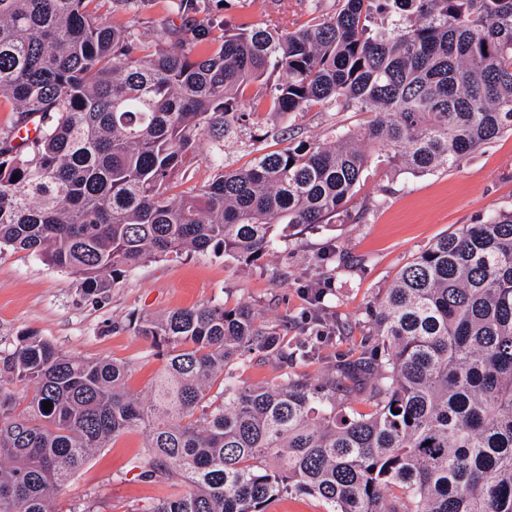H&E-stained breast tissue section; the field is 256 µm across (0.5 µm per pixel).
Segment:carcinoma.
Returning <instances> with one entry per match:
<instances>
[{
  "instance_id": "cac0c4a2",
  "label": "carcinoma",
  "mask_w": 512,
  "mask_h": 512,
  "mask_svg": "<svg viewBox=\"0 0 512 512\" xmlns=\"http://www.w3.org/2000/svg\"><path fill=\"white\" fill-rule=\"evenodd\" d=\"M90 2L0 0V98L19 114L0 136V247L89 295L172 254L261 259L291 230L336 221L376 151L424 173L512 130V0H338L332 14L312 0L294 30L226 23L215 37L200 20L154 42ZM252 85L267 86L271 116L321 105L369 119L226 170ZM202 140L218 173L174 192ZM371 317L368 355L316 383L251 386L238 361L311 352L250 306L142 317L164 358L146 398L125 364L34 334L0 347V512H55L95 450L137 428L145 476L171 489L149 512H267L292 492L327 512H512V210L437 239ZM358 386L368 413L340 399Z\"/></svg>"
}]
</instances>
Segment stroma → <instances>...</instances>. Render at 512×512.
I'll return each mask as SVG.
<instances>
[{"label": "stroma", "mask_w": 512, "mask_h": 512, "mask_svg": "<svg viewBox=\"0 0 512 512\" xmlns=\"http://www.w3.org/2000/svg\"><path fill=\"white\" fill-rule=\"evenodd\" d=\"M170 0H148L132 11L121 0H94L92 8L110 24L128 25L144 38L181 26ZM210 15L234 24H276L295 29L310 21L307 0H208ZM363 114L315 106L286 117L280 130L255 125L251 140L224 151L225 165H250L256 151H276L292 141L321 140L336 130L357 128ZM512 209V131L465 158L458 166L413 174L387 172L371 163L345 214L335 223L299 228L277 250L246 265L208 254L146 262L125 274L108 294L88 295L68 273L26 251L0 249V343L28 334L51 340L69 355L127 364L128 388L146 396L161 368L136 318L175 309L248 304L289 343L318 344V357L281 364L254 357L235 373L246 384L275 383L289 374L317 382L329 363L365 349L372 333L376 297L409 260L440 236ZM324 286L315 303L304 288ZM145 433L136 429L96 450L55 501L57 512L95 502L99 512H149L165 497L166 484L144 476Z\"/></svg>", "instance_id": "obj_1"}]
</instances>
